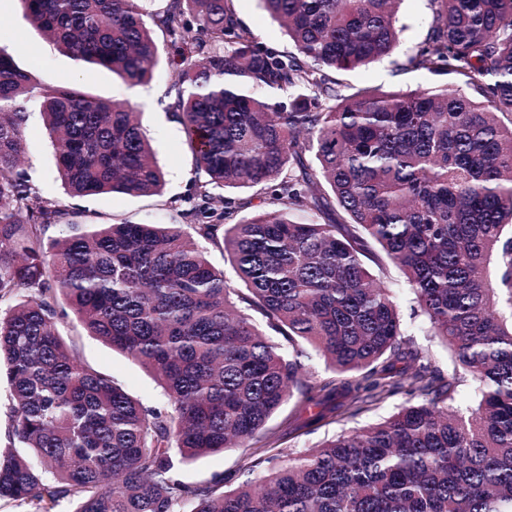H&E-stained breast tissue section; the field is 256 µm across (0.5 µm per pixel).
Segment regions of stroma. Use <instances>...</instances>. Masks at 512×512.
Wrapping results in <instances>:
<instances>
[{
    "label": "stroma",
    "mask_w": 512,
    "mask_h": 512,
    "mask_svg": "<svg viewBox=\"0 0 512 512\" xmlns=\"http://www.w3.org/2000/svg\"><path fill=\"white\" fill-rule=\"evenodd\" d=\"M234 8L240 22L259 41L280 52L293 51L292 42L280 25L261 8L259 0H234ZM398 19L405 26L399 47L380 61L338 74L340 94L347 95L363 88L407 90L417 87H456L454 76L433 75L415 69L409 62L412 48L426 38L430 28L432 10L429 0H402ZM0 48L12 55L19 67L31 73L37 84L55 85L75 80L94 97L128 103L140 114L142 128L156 150L157 161L166 180L163 193L159 196L69 195L56 174V157L44 118L32 105L28 108L21 164L32 186L44 197L56 201L61 208L71 211L73 222L86 230L97 224L167 222L171 200L187 198L193 191L196 178L185 136L165 111V93L175 79L173 69L166 63H159L150 82L133 86L112 75L108 69L80 68L31 25L19 0H0ZM57 329L85 366L110 375L126 392L145 405L167 406L165 393L152 376L125 354L84 333L73 314L61 318ZM413 341L415 346L428 350L432 366L439 376V386L449 388V407L462 408L472 403V389L463 371L455 368L446 348L419 333L415 334ZM412 401V396L405 392L395 393L381 404L364 408L356 417H339L326 426L305 432L291 439L290 445L300 450L309 448L343 429L387 417ZM245 458L243 449L230 448L189 461L182 466L180 476L185 482L193 484L207 483L221 477L231 488L237 483Z\"/></svg>",
    "instance_id": "1"
}]
</instances>
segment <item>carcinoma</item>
<instances>
[{
    "instance_id": "cac0c4a2",
    "label": "carcinoma",
    "mask_w": 512,
    "mask_h": 512,
    "mask_svg": "<svg viewBox=\"0 0 512 512\" xmlns=\"http://www.w3.org/2000/svg\"><path fill=\"white\" fill-rule=\"evenodd\" d=\"M60 51L132 85L161 49L140 0H19ZM396 0H261L295 52L236 17L233 0H168L155 24L178 79L169 111L196 175L172 224H101L44 246L69 215L19 170L28 105L44 114L74 196L160 191L129 104L78 82L41 86L0 50V366L11 386L0 500L43 512H512V0H429L411 61L451 90L336 91V73L400 45ZM312 156L309 163L306 156ZM263 189L265 208L216 189ZM224 253L233 287L198 248ZM403 274L425 331L472 382L448 410L425 353L403 340ZM78 324L140 362L171 409L143 405L84 366L57 331ZM259 314L269 336L256 323ZM341 384L310 382L311 353ZM420 398L304 451L327 415L398 391ZM317 412L268 429L294 394ZM248 451L237 487L191 484L180 463Z\"/></svg>"
}]
</instances>
